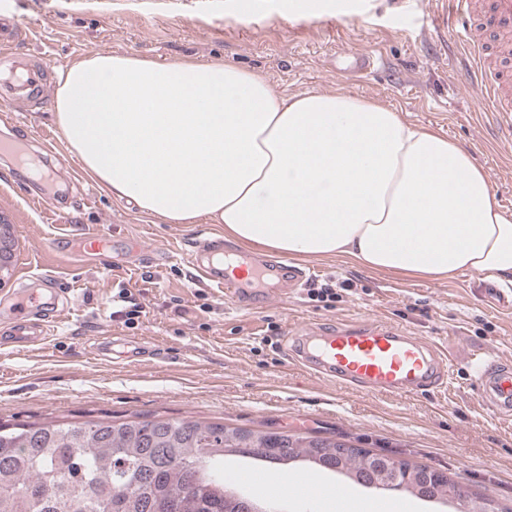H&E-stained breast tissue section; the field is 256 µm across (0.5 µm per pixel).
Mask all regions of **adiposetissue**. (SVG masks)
Listing matches in <instances>:
<instances>
[{
    "instance_id": "adipose-tissue-1",
    "label": "adipose tissue",
    "mask_w": 512,
    "mask_h": 512,
    "mask_svg": "<svg viewBox=\"0 0 512 512\" xmlns=\"http://www.w3.org/2000/svg\"><path fill=\"white\" fill-rule=\"evenodd\" d=\"M55 118L108 194L241 247L512 288V212L454 141L375 101L275 92L226 62L97 55L59 71Z\"/></svg>"
}]
</instances>
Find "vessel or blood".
<instances>
[{"mask_svg": "<svg viewBox=\"0 0 512 512\" xmlns=\"http://www.w3.org/2000/svg\"><path fill=\"white\" fill-rule=\"evenodd\" d=\"M13 0H0V110L13 112L18 101L43 102L50 89L38 67L18 66L11 44L27 26L12 11ZM432 22L454 23L462 35L463 70L469 83L479 88L484 111L494 113L499 125L512 136V0H433ZM378 65L376 55L340 53L336 68L367 77ZM233 249L219 238H209L191 252L193 268L214 285L224 288L236 302H246L244 281L217 270L213 259L230 255ZM277 275L283 287H301L305 270L281 261L256 260L253 277L263 280ZM41 296L32 289L18 292L12 312L16 343L43 345L49 334L30 316L40 306ZM293 361L320 377L368 392L418 394L441 387L453 363L445 350L411 335L386 321L342 323L316 330L302 328L295 335L290 353ZM476 393L488 409L512 416V367L494 361L480 362L475 374Z\"/></svg>", "mask_w": 512, "mask_h": 512, "instance_id": "1", "label": "vessel or blood"}]
</instances>
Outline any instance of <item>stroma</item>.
<instances>
[{"label": "stroma", "instance_id": "1", "mask_svg": "<svg viewBox=\"0 0 512 512\" xmlns=\"http://www.w3.org/2000/svg\"><path fill=\"white\" fill-rule=\"evenodd\" d=\"M431 0L398 13L388 0L356 18L313 14L295 18L274 0H257L260 22L242 19L234 0H14L29 22L17 61L43 67L48 82L98 54L137 55L160 62L226 61L263 72L279 93L343 91L373 99L404 119L446 135L481 165L505 208L512 211V142L460 69L461 31L437 29ZM381 55L384 67L366 80L336 74L335 50ZM23 176L0 161V216L13 228L10 275L0 282V421L81 419L138 413L225 421L243 427L343 434L361 447L406 457L448 472L463 491L512 508V418L490 415L474 391L472 360L512 362V296L492 297L481 275L435 281L354 268L336 258L303 261L309 276L292 294L265 307L243 306L202 281L188 254L202 235L223 234L207 220L165 223L102 193L90 179L73 183L78 160L68 147L55 157L56 177L25 149ZM49 193L56 211L32 196ZM78 239L96 232L115 253L78 255L55 248L61 232ZM48 275L69 299L43 305L52 315L47 344L26 350L5 343L13 294L24 271ZM336 297L315 301L318 289ZM142 309L135 325L116 318L120 294ZM379 319L447 347L456 361L446 387L417 396L348 389L318 377L288 356L291 330L308 323ZM227 474L253 472L245 494L272 499L279 512H455L408 496L346 485L344 509L320 501L304 506L292 494L298 463L266 469L253 459L228 458Z\"/></svg>", "mask_w": 512, "mask_h": 512}]
</instances>
